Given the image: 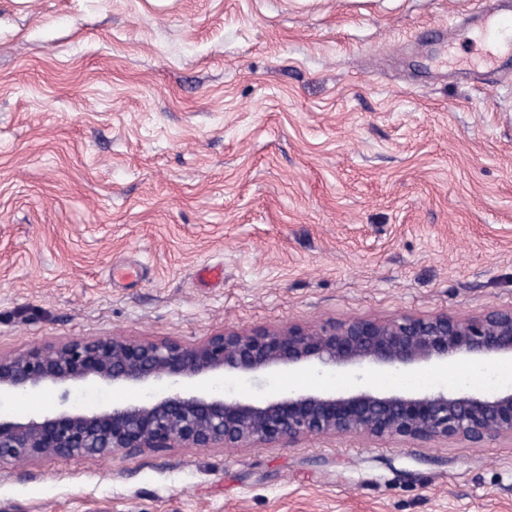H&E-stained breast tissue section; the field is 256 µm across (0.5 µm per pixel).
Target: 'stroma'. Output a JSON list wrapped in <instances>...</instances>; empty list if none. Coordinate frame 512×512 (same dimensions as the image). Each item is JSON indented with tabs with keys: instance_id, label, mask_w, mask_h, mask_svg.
Instances as JSON below:
<instances>
[{
	"instance_id": "35a3bbf8",
	"label": "stroma",
	"mask_w": 512,
	"mask_h": 512,
	"mask_svg": "<svg viewBox=\"0 0 512 512\" xmlns=\"http://www.w3.org/2000/svg\"><path fill=\"white\" fill-rule=\"evenodd\" d=\"M470 0H0V353L512 307V71ZM222 268L216 284L198 277ZM458 385L453 370L193 381ZM0 396V416L111 408ZM0 512H512V440L311 437L0 468Z\"/></svg>"
}]
</instances>
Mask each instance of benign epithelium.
Wrapping results in <instances>:
<instances>
[{"instance_id": "1", "label": "benign epithelium", "mask_w": 512, "mask_h": 512, "mask_svg": "<svg viewBox=\"0 0 512 512\" xmlns=\"http://www.w3.org/2000/svg\"><path fill=\"white\" fill-rule=\"evenodd\" d=\"M505 358L512 359V308L466 319L441 312L331 321L318 328L233 329L194 344L114 336L0 354V395L53 387L65 400L88 380L147 391L144 399L110 409L0 418V467L19 460L130 456L172 448L291 446L313 435L422 443L460 438L478 447L489 439H512V387L391 393L365 384L346 392L303 389L237 398L194 393L188 384L217 372L365 367L416 372L430 363L466 359L488 367Z\"/></svg>"}]
</instances>
